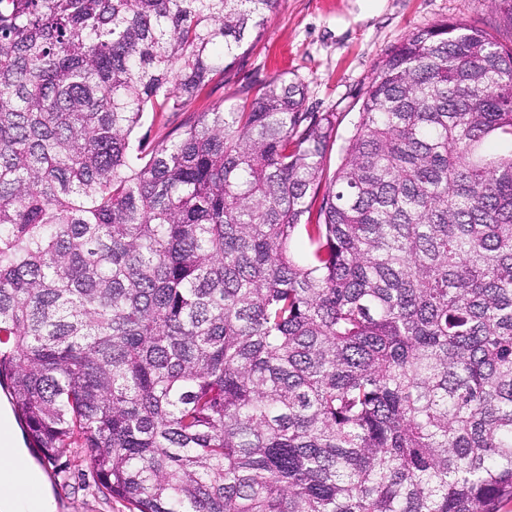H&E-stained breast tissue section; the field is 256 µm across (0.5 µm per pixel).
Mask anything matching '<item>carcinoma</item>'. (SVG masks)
Segmentation results:
<instances>
[{
  "mask_svg": "<svg viewBox=\"0 0 512 512\" xmlns=\"http://www.w3.org/2000/svg\"><path fill=\"white\" fill-rule=\"evenodd\" d=\"M278 3L0 0V385L132 512H500L512 48L411 32L326 180L302 85L189 109Z\"/></svg>",
  "mask_w": 512,
  "mask_h": 512,
  "instance_id": "1",
  "label": "carcinoma"
}]
</instances>
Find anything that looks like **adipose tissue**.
I'll return each mask as SVG.
<instances>
[{
    "label": "adipose tissue",
    "mask_w": 512,
    "mask_h": 512,
    "mask_svg": "<svg viewBox=\"0 0 512 512\" xmlns=\"http://www.w3.org/2000/svg\"><path fill=\"white\" fill-rule=\"evenodd\" d=\"M0 512H56L44 478L32 464L8 413L0 411Z\"/></svg>",
    "instance_id": "1"
}]
</instances>
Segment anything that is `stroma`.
Segmentation results:
<instances>
[{
    "label": "stroma",
    "mask_w": 512,
    "mask_h": 512,
    "mask_svg": "<svg viewBox=\"0 0 512 512\" xmlns=\"http://www.w3.org/2000/svg\"><path fill=\"white\" fill-rule=\"evenodd\" d=\"M444 20L482 28L512 48V31L501 25L490 0H381L370 14L363 0H280L259 38L195 108L236 104L258 81L286 75L303 84L306 111L335 113L336 141L324 161L326 171H334L376 66L410 32ZM81 454L72 448L39 464L57 512H130Z\"/></svg>",
    "instance_id": "obj_1"
}]
</instances>
